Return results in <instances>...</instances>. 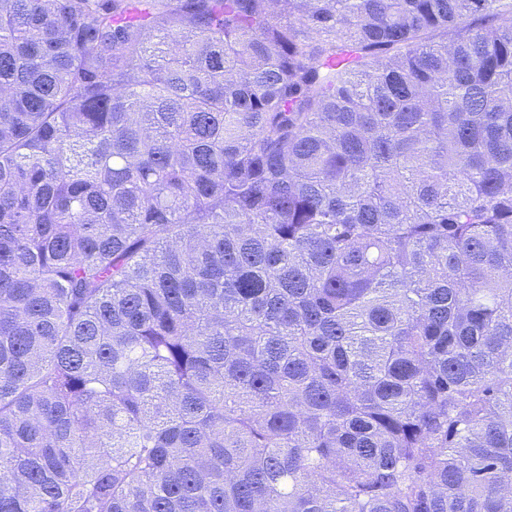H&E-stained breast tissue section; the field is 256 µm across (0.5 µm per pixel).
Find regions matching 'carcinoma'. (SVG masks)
Wrapping results in <instances>:
<instances>
[{"label":"carcinoma","mask_w":512,"mask_h":512,"mask_svg":"<svg viewBox=\"0 0 512 512\" xmlns=\"http://www.w3.org/2000/svg\"><path fill=\"white\" fill-rule=\"evenodd\" d=\"M0 512H512V0H0Z\"/></svg>","instance_id":"carcinoma-1"}]
</instances>
